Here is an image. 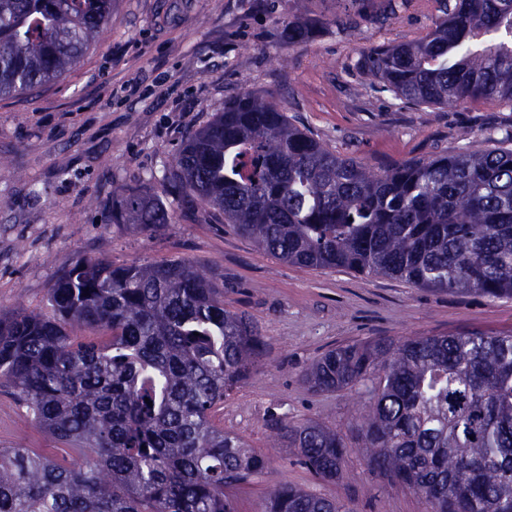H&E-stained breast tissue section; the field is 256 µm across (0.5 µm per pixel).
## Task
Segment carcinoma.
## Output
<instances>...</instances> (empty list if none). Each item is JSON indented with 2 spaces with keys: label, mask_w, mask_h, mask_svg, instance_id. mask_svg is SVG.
<instances>
[{
  "label": "carcinoma",
  "mask_w": 512,
  "mask_h": 512,
  "mask_svg": "<svg viewBox=\"0 0 512 512\" xmlns=\"http://www.w3.org/2000/svg\"><path fill=\"white\" fill-rule=\"evenodd\" d=\"M435 2L441 15L424 35L371 48L361 71L406 104L512 108V0ZM111 15L112 0H0V98L60 80ZM308 34L288 21V47ZM163 184L292 265L512 297L511 148L377 172L296 125L275 97L244 92L182 141ZM172 219L160 198L112 188L106 223L152 234ZM46 302L47 314L0 310V380L73 455L0 448V512H236L232 490L273 456L250 451L211 411L258 369L267 344L251 317L224 307L216 278L181 259L80 257ZM302 380L367 400L347 433L272 418L271 450L296 449L330 483L356 448L372 475L429 512H512V335L348 343ZM264 512L350 509L281 483Z\"/></svg>",
  "instance_id": "1"
}]
</instances>
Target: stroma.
<instances>
[{"instance_id":"obj_1","label":"stroma","mask_w":512,"mask_h":512,"mask_svg":"<svg viewBox=\"0 0 512 512\" xmlns=\"http://www.w3.org/2000/svg\"><path fill=\"white\" fill-rule=\"evenodd\" d=\"M356 11L351 0L300 7L294 0H114L108 31L65 78L0 99V308L44 311L50 282L79 257L116 265L186 259L216 273L225 307L257 322L267 356L211 419L258 455L268 451L271 417L318 418L341 431L353 423V393H315L300 380L332 347L385 336L512 334V298L291 265L204 209L177 205L163 188L183 137L247 91L280 99L329 148L381 171L465 145L481 149L512 132L511 109L407 105L357 69L370 48L425 33L437 16L433 0H374L356 27L336 28V17ZM298 16L317 32L291 48L284 28ZM466 130L473 134L467 144ZM116 186L160 196L175 211L173 224L152 235L104 223L101 207ZM93 197L99 207L89 206ZM1 446L67 455L3 385ZM283 482L352 512H426L412 491L369 473L358 452L348 455L340 479L325 483L290 448L237 487V512H261Z\"/></svg>"}]
</instances>
